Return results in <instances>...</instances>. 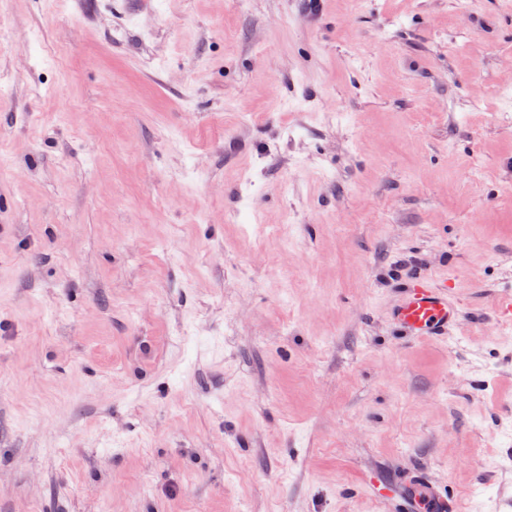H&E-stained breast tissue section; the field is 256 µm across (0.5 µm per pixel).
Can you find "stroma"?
<instances>
[{
  "label": "stroma",
  "instance_id": "obj_1",
  "mask_svg": "<svg viewBox=\"0 0 512 512\" xmlns=\"http://www.w3.org/2000/svg\"><path fill=\"white\" fill-rule=\"evenodd\" d=\"M1 30L0 512H408L375 474L512 512V10L0 0ZM417 277L447 338L390 322ZM399 301L389 318L403 336L445 338L462 315L460 305L448 294V286L437 288L416 278L399 287Z\"/></svg>",
  "mask_w": 512,
  "mask_h": 512
}]
</instances>
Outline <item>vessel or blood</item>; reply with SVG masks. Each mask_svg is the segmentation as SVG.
Wrapping results in <instances>:
<instances>
[{"instance_id": "1", "label": "vessel or blood", "mask_w": 512, "mask_h": 512, "mask_svg": "<svg viewBox=\"0 0 512 512\" xmlns=\"http://www.w3.org/2000/svg\"><path fill=\"white\" fill-rule=\"evenodd\" d=\"M462 315L460 305L447 289L433 286L421 278L401 284L399 301L389 318L403 336L447 337Z\"/></svg>"}]
</instances>
